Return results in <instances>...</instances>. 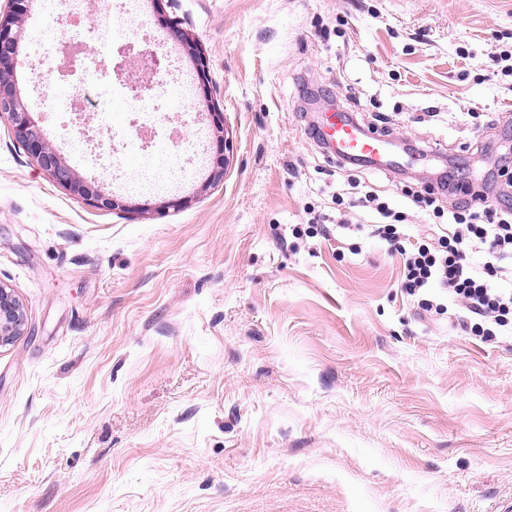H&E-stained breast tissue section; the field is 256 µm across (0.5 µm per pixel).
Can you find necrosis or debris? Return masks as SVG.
Returning <instances> with one entry per match:
<instances>
[{"label":"necrosis or debris","mask_w":512,"mask_h":512,"mask_svg":"<svg viewBox=\"0 0 512 512\" xmlns=\"http://www.w3.org/2000/svg\"><path fill=\"white\" fill-rule=\"evenodd\" d=\"M85 5L86 0H49L48 10L54 23L42 32V41L49 50L66 55L89 43L93 51L75 57L70 80L53 83L47 72L37 73L38 82L52 85L43 107L48 114L62 117L78 112L92 113L98 126L107 131L116 125V112L141 114L144 126L152 130L151 148H144L141 134L134 129L120 134L118 142L101 139L93 143L88 157L106 169L126 165L130 158H139L143 167L155 171L154 190H163L172 179L188 174V167L181 162L182 153L201 155L204 143L203 134L185 139L167 132L156 120L161 109L184 111L188 108L186 95L169 78L174 62L165 59L163 70L138 74V81L150 82L151 87L140 95H132L127 81L115 79L114 74L124 65V47L153 42V31L139 16L135 0H101L92 27L78 28L69 37H59L56 20L81 18Z\"/></svg>","instance_id":"4bbe7bcc"}]
</instances>
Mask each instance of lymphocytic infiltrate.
Returning <instances> with one entry per match:
<instances>
[{
    "label": "lymphocytic infiltrate",
    "instance_id": "f902f5d3",
    "mask_svg": "<svg viewBox=\"0 0 512 512\" xmlns=\"http://www.w3.org/2000/svg\"><path fill=\"white\" fill-rule=\"evenodd\" d=\"M375 210L386 221L370 234L401 256V286L423 311L442 314L453 305L458 326L471 335L512 334V210L486 199L454 206L447 223L428 225L414 243L399 227L404 213L382 203Z\"/></svg>",
    "mask_w": 512,
    "mask_h": 512
}]
</instances>
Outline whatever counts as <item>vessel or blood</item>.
<instances>
[{"label":"vessel or blood","instance_id":"1","mask_svg":"<svg viewBox=\"0 0 512 512\" xmlns=\"http://www.w3.org/2000/svg\"><path fill=\"white\" fill-rule=\"evenodd\" d=\"M321 135L338 163L356 162L374 169H387L398 163L395 143L364 128L345 111L330 113Z\"/></svg>","mask_w":512,"mask_h":512}]
</instances>
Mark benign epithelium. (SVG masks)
Instances as JSON below:
<instances>
[{"instance_id":"1","label":"benign epithelium","mask_w":512,"mask_h":512,"mask_svg":"<svg viewBox=\"0 0 512 512\" xmlns=\"http://www.w3.org/2000/svg\"><path fill=\"white\" fill-rule=\"evenodd\" d=\"M28 0H7V11L0 12V113L8 116L16 139L25 147L36 163L58 183L79 196L88 205L97 209L115 210L126 204L112 192L95 181L74 177L70 168L63 162L60 153L44 140L30 120L26 106L17 98L13 86L5 80L14 65L15 55L10 50L18 43V33L14 29L16 19L24 13ZM172 36L190 49L195 55L197 80L201 87H207L208 70L203 57L195 54L190 37L179 27L174 18L163 20ZM26 314L22 304L12 289L0 284V347L12 343L24 334Z\"/></svg>"}]
</instances>
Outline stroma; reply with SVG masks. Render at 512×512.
Segmentation results:
<instances>
[{"label": "stroma", "mask_w": 512, "mask_h": 512, "mask_svg": "<svg viewBox=\"0 0 512 512\" xmlns=\"http://www.w3.org/2000/svg\"><path fill=\"white\" fill-rule=\"evenodd\" d=\"M207 90L161 124L221 115L219 177L85 204L0 117V284L27 329L0 347V512H499L512 501V338L426 315L402 264L345 205L373 192L432 223L439 179L512 193V0H138ZM17 25L9 81L80 178L121 193L41 105ZM407 155L337 167L317 112ZM315 218L324 236L295 238Z\"/></svg>", "instance_id": "stroma-1"}]
</instances>
